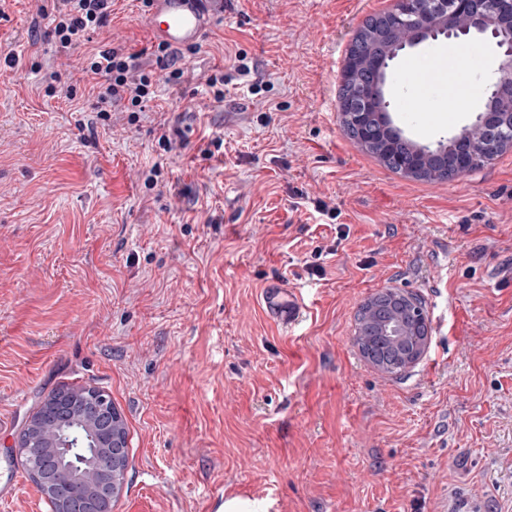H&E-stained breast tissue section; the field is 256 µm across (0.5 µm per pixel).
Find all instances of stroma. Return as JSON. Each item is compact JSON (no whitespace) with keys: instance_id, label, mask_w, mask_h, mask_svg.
I'll return each instance as SVG.
<instances>
[{"instance_id":"obj_1","label":"stroma","mask_w":512,"mask_h":512,"mask_svg":"<svg viewBox=\"0 0 512 512\" xmlns=\"http://www.w3.org/2000/svg\"><path fill=\"white\" fill-rule=\"evenodd\" d=\"M393 4L212 0L180 64L223 71V102L160 80L146 111L117 105L104 122L86 60L155 50L141 0H114L108 25L66 51L33 0H0V461L20 481L0 512H50L18 436L51 393L86 386L128 432L112 512L231 498L264 512H512V148L428 183L344 134L348 46ZM474 45L471 109L421 125L393 112L407 137L433 146L470 124L500 53L442 37L391 62L394 97L408 65ZM53 81L73 99L48 95ZM163 116L184 119L178 153L158 143ZM272 279L304 300L286 332L261 307ZM387 288L417 295L429 326L399 377L355 341L360 306Z\"/></svg>"}]
</instances>
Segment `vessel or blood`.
Masks as SVG:
<instances>
[{
    "label": "vessel or blood",
    "instance_id": "1",
    "mask_svg": "<svg viewBox=\"0 0 512 512\" xmlns=\"http://www.w3.org/2000/svg\"><path fill=\"white\" fill-rule=\"evenodd\" d=\"M210 24L207 0H151V9L146 17V26L154 41L172 49L198 45ZM453 76L450 67L443 62H436L431 72L420 77L423 93L402 96L399 109L410 112L431 111L429 89L448 82ZM262 305L267 317L284 330L291 329L302 318L303 304L300 298L275 281L265 285Z\"/></svg>",
    "mask_w": 512,
    "mask_h": 512
}]
</instances>
